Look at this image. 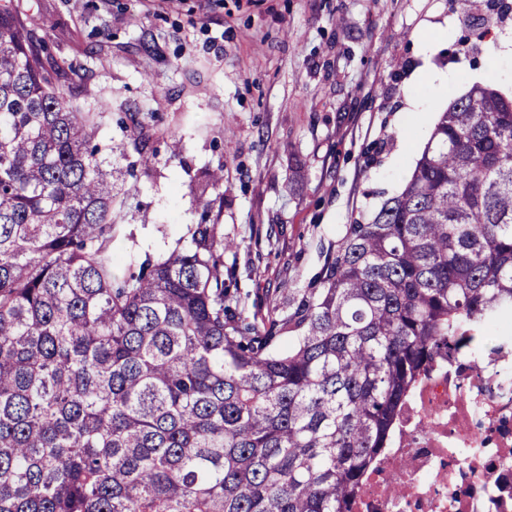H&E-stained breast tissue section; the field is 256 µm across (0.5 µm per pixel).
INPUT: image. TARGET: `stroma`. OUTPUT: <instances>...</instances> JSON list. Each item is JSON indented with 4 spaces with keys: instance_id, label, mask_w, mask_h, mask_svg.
<instances>
[{
    "instance_id": "obj_1",
    "label": "stroma",
    "mask_w": 512,
    "mask_h": 512,
    "mask_svg": "<svg viewBox=\"0 0 512 512\" xmlns=\"http://www.w3.org/2000/svg\"><path fill=\"white\" fill-rule=\"evenodd\" d=\"M81 103L103 105L98 135L134 158L138 113L154 155L121 168L120 265L158 255L209 217L250 301L292 308L358 213L409 180L448 103L475 84L512 98V57L461 54V0H19ZM437 47L423 55V39ZM452 73L432 96L425 61ZM224 168L221 189L197 190ZM129 117L133 125L130 137L132 140L133 150L137 154V159L128 163L129 168L133 171L137 165L146 166L149 160V157L147 156L149 149L147 141L140 138V135L137 132L140 122L137 119L136 113H131Z\"/></svg>"
}]
</instances>
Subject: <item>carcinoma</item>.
<instances>
[{
    "instance_id": "carcinoma-1",
    "label": "carcinoma",
    "mask_w": 512,
    "mask_h": 512,
    "mask_svg": "<svg viewBox=\"0 0 512 512\" xmlns=\"http://www.w3.org/2000/svg\"><path fill=\"white\" fill-rule=\"evenodd\" d=\"M40 31L0 0V512H348L427 363L512 316V99H452L294 307L245 316L221 224L118 271L103 113Z\"/></svg>"
}]
</instances>
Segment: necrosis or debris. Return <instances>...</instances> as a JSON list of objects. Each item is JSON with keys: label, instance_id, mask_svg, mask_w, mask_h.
<instances>
[{"label": "necrosis or debris", "instance_id": "4bbe7bcc", "mask_svg": "<svg viewBox=\"0 0 512 512\" xmlns=\"http://www.w3.org/2000/svg\"><path fill=\"white\" fill-rule=\"evenodd\" d=\"M350 510L512 512V328L436 356Z\"/></svg>", "mask_w": 512, "mask_h": 512}]
</instances>
